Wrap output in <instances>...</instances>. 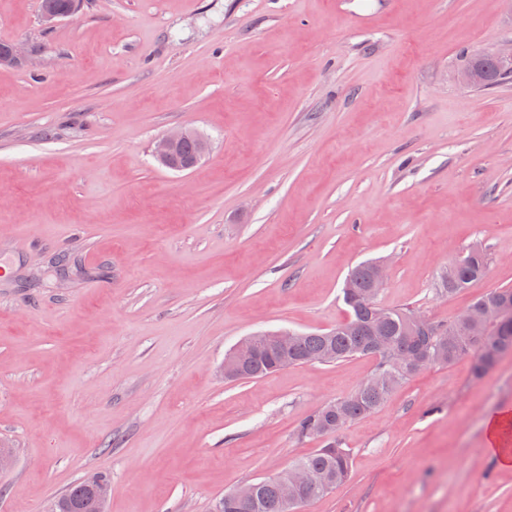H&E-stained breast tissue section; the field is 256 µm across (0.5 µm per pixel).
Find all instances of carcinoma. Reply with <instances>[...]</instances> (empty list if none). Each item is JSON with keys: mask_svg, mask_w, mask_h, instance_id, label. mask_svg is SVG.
I'll use <instances>...</instances> for the list:
<instances>
[{"mask_svg": "<svg viewBox=\"0 0 512 512\" xmlns=\"http://www.w3.org/2000/svg\"><path fill=\"white\" fill-rule=\"evenodd\" d=\"M199 151L196 140L183 142L177 149L175 162L193 160ZM376 261H365L351 270L342 288V300L347 307V317L327 332L298 334L283 349H269L259 344L256 352L246 361L241 378L256 379L279 369L286 362L301 365L310 360L318 363H335L354 356H371L377 363L373 374L350 395L330 400L301 419L297 435L322 441L321 448L301 457L294 466L307 470L320 478L297 490L298 505L302 506L328 494L344 482L351 468L352 453L342 446L338 434L349 423L371 415L384 404L389 393L415 374L412 364L395 365L393 355L408 349L420 355L423 367L449 364L462 357L472 359V373L483 378L499 358L512 353V319L504 320L497 314L503 301H512V288H496L476 298L472 305L485 309L488 336L481 347L471 343L465 315L447 324L433 323L430 333L412 332L409 322L414 316L410 311L376 305L373 312L366 311L361 298L372 284ZM488 258L484 249L471 248L460 263L444 267L437 274V288L446 296H453L482 279L487 271ZM89 476L79 479L70 491L58 498L52 512H94L96 504L87 492L76 497V490L86 484ZM251 507L246 512H286L276 485L268 478L253 482Z\"/></svg>", "mask_w": 512, "mask_h": 512, "instance_id": "obj_1", "label": "carcinoma"}]
</instances>
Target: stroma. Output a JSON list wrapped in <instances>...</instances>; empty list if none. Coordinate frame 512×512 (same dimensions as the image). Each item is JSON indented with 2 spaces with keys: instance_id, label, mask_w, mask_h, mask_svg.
Instances as JSON below:
<instances>
[{
  "instance_id": "1",
  "label": "stroma",
  "mask_w": 512,
  "mask_h": 512,
  "mask_svg": "<svg viewBox=\"0 0 512 512\" xmlns=\"http://www.w3.org/2000/svg\"><path fill=\"white\" fill-rule=\"evenodd\" d=\"M0 0V512H48L81 477L107 512H213L320 448L296 427L376 360L231 382L261 331H326L359 263L378 301L454 320L512 287V80L467 57L512 47V0H82L54 26ZM187 127L193 170L154 145ZM479 245L486 275L436 290ZM512 410V353L427 368L345 428V482L302 512H512L485 445ZM487 67L479 66L475 68H465L461 71L460 81L466 87H479L484 85L487 79ZM512 78V72L506 73V69L494 72L487 80V85H492L496 82Z\"/></svg>"
}]
</instances>
